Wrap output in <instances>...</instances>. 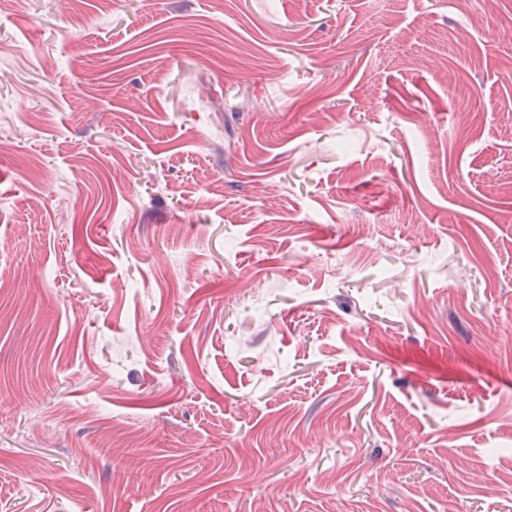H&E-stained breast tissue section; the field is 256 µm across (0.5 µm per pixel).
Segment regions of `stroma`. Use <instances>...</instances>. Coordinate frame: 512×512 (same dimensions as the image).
Returning <instances> with one entry per match:
<instances>
[{
    "mask_svg": "<svg viewBox=\"0 0 512 512\" xmlns=\"http://www.w3.org/2000/svg\"><path fill=\"white\" fill-rule=\"evenodd\" d=\"M512 0H20L0 512H512Z\"/></svg>",
    "mask_w": 512,
    "mask_h": 512,
    "instance_id": "obj_1",
    "label": "stroma"
}]
</instances>
